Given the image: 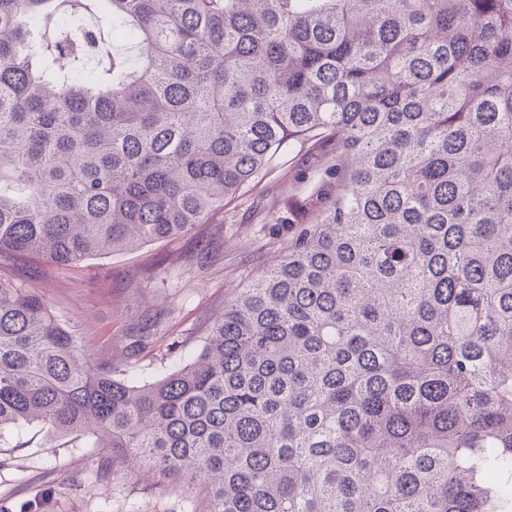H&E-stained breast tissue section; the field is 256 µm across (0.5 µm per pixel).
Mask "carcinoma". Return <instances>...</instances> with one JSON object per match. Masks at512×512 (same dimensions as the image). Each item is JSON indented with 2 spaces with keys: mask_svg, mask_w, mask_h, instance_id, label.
<instances>
[{
  "mask_svg": "<svg viewBox=\"0 0 512 512\" xmlns=\"http://www.w3.org/2000/svg\"><path fill=\"white\" fill-rule=\"evenodd\" d=\"M298 146L310 218L153 382L0 277V434L188 512H512V0H0V259L180 236Z\"/></svg>",
  "mask_w": 512,
  "mask_h": 512,
  "instance_id": "obj_1",
  "label": "carcinoma"
}]
</instances>
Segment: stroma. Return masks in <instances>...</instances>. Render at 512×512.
I'll list each match as a JSON object with an SVG mask.
<instances>
[{"label":"stroma","mask_w":512,"mask_h":512,"mask_svg":"<svg viewBox=\"0 0 512 512\" xmlns=\"http://www.w3.org/2000/svg\"><path fill=\"white\" fill-rule=\"evenodd\" d=\"M305 156L283 158L256 187L185 235L89 257L54 270L40 291L94 360L120 353L130 315L157 316L130 374L143 384L193 359L233 289L275 265L292 234L289 198L313 189ZM88 435L59 437L33 423L0 433V512H186L189 490L151 487L150 476L113 469Z\"/></svg>","instance_id":"obj_1"}]
</instances>
